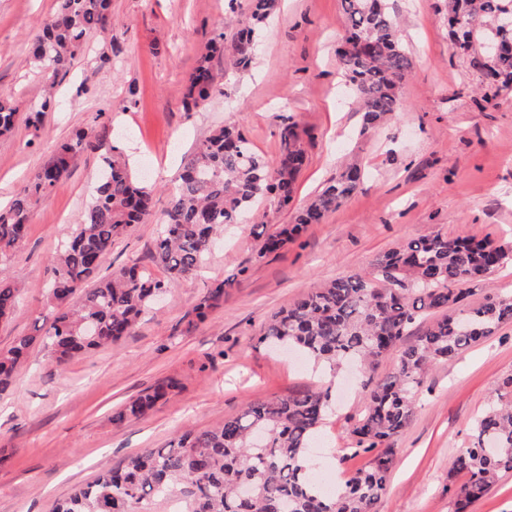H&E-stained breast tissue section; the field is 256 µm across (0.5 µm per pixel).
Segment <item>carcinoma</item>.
I'll use <instances>...</instances> for the list:
<instances>
[{
    "label": "carcinoma",
    "mask_w": 512,
    "mask_h": 512,
    "mask_svg": "<svg viewBox=\"0 0 512 512\" xmlns=\"http://www.w3.org/2000/svg\"><path fill=\"white\" fill-rule=\"evenodd\" d=\"M277 0H250V12L231 42L224 33L210 38L188 78L187 108L206 104L219 83L213 55L227 54L243 69L253 62L256 36L273 16ZM110 0H57L30 48L49 88L62 80L76 51L94 30L110 24ZM347 36L336 49L344 85L363 113L360 133L381 126L401 110L398 88L411 72L389 0H340ZM512 11V0H450L448 32L452 48L483 54L481 69L490 90L512 88V28H495ZM16 106L0 97V137L12 132ZM106 126L78 132L61 144L51 160L0 208V319L9 318L19 288L6 263L26 235L32 201L47 195L83 155L95 154L101 179L83 224L55 256L44 322L0 350V392L14 381L30 350L40 346L58 366L87 349L114 344L132 334L164 283L136 263L101 274L112 245L135 224L148 220L153 191L131 172L124 152L112 145ZM281 153L269 169L234 124L203 141L169 189V205L152 250L153 262L170 281L193 277L226 224L251 213L255 202L271 198L278 207L293 201L296 179L307 164L297 128L280 130ZM360 166L353 164L329 182L295 216L289 229L265 236L260 256L280 250L306 224L320 223L359 188ZM512 264V248L474 238L434 233L385 252L377 274L353 273L322 283L291 306L274 313L258 342L273 350L295 348L314 364L335 373L357 364L369 395L354 420L353 453L375 452L369 465L346 476L336 493L314 485L308 449L326 420L330 396L323 390L291 393L244 404L224 423L188 431L163 448H146L91 482L53 502L50 512H149L150 505L177 497L186 512H376L386 493L399 451L397 438L411 422L415 396L430 367L450 363L480 340L512 321V295L490 294L466 301L470 286ZM224 298V285L211 288L194 308L200 320ZM418 321L428 325L405 345L403 337ZM394 356L392 369L375 376L380 361ZM169 385L130 401L115 419L144 415L165 397ZM454 471L464 481L454 491V512H467L495 477L512 472V392L498 394L475 420L469 446Z\"/></svg>",
    "instance_id": "obj_1"
}]
</instances>
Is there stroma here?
<instances>
[{
    "instance_id": "35a3bbf8",
    "label": "stroma",
    "mask_w": 512,
    "mask_h": 512,
    "mask_svg": "<svg viewBox=\"0 0 512 512\" xmlns=\"http://www.w3.org/2000/svg\"><path fill=\"white\" fill-rule=\"evenodd\" d=\"M391 5L413 68L399 90L401 111L367 135L359 133L361 115L338 70L339 0H280L252 66L240 70L228 57H214L220 92L191 112L183 99L202 45L218 32L232 37L249 0H112L110 26L88 34L56 89L57 111L0 137L4 207L76 132L103 124L119 132L116 144L134 169L145 170L154 207L106 261L138 263L159 279L164 272L150 251L168 189L214 128L237 124L273 168L280 129L290 122L308 154L292 206L259 200L260 222L228 226L198 275L166 282L130 336L62 369L44 350L30 352L0 392V512H49L55 498L143 449L214 427L247 402L324 387L334 411L318 434V484L368 465L369 455L347 452L350 418L366 402L359 380L336 379L297 355L269 352L257 342L261 327L317 283L371 272L384 252L425 234L512 246V91L484 105L478 56L450 47L448 0ZM55 6V0H0V94L23 113L46 94L28 50ZM351 162L365 171L358 191L279 253L259 257L261 231L292 223L297 208ZM97 165L96 156L80 157L50 194L33 202L25 239L8 263L20 298L0 322V349L44 315L50 260L83 220ZM219 284L223 300L197 320L196 304ZM509 377L512 323L429 371L377 512H453L448 486L464 480L453 464ZM161 382L172 385L166 399L143 417L115 421L122 405Z\"/></svg>"
}]
</instances>
